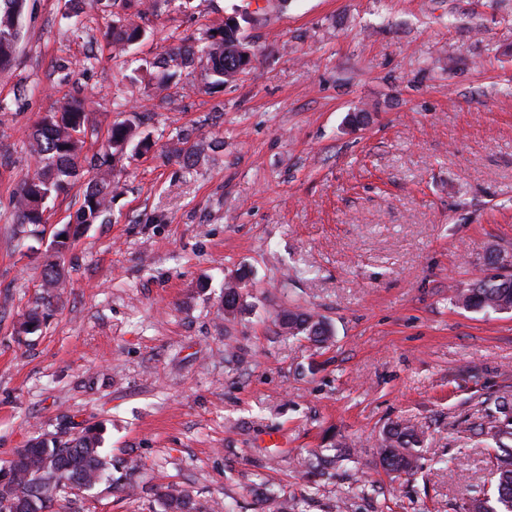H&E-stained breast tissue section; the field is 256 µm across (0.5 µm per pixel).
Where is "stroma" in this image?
<instances>
[{"mask_svg":"<svg viewBox=\"0 0 512 512\" xmlns=\"http://www.w3.org/2000/svg\"><path fill=\"white\" fill-rule=\"evenodd\" d=\"M246 11L243 73L212 88L195 64L157 87L147 65ZM123 16L27 0L0 70V466L39 433L97 426L136 488L65 512H156L168 484L223 512H261L265 487L298 512H464L490 494L492 450L464 427L485 398L512 399V311L453 296L512 274V0H166L119 56L107 34ZM77 93L88 152L134 113L154 147L118 163L108 223L83 230L21 335L82 199L17 224L29 134ZM242 266L246 309L228 318L224 279ZM293 306L331 343L282 333ZM397 420L424 436L412 476L376 462ZM334 445L350 460L299 466Z\"/></svg>","mask_w":512,"mask_h":512,"instance_id":"1","label":"stroma"}]
</instances>
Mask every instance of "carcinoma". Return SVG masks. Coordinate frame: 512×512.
I'll return each mask as SVG.
<instances>
[{
  "label": "carcinoma",
  "mask_w": 512,
  "mask_h": 512,
  "mask_svg": "<svg viewBox=\"0 0 512 512\" xmlns=\"http://www.w3.org/2000/svg\"><path fill=\"white\" fill-rule=\"evenodd\" d=\"M25 0H0V68L9 65L16 54L19 20ZM143 38V30L136 20L128 17L112 29V44L124 49ZM241 24H224L216 34L209 31L195 39V45H177L161 63L164 73L159 85L177 76L184 68L199 61L203 63L215 86L230 79L229 70L236 68L235 54L246 48ZM89 129V114L84 100L72 96L61 102L51 113L41 117L29 137L36 158L34 168L22 179L16 198L17 223L39 225L45 223L43 213L53 197L68 193L77 182L84 184L83 202L76 223L63 224L53 233V259L45 263L43 271L44 295L41 305H49L54 291L61 288L59 259L69 251L81 230L89 224H103L112 204L114 169L129 147L147 151L152 143L141 136L136 119L112 125L106 138V149L84 166L82 151ZM66 239H61V236ZM247 278L239 272L224 286V306L232 316L241 311L234 305L239 284ZM462 307L474 311L512 310V276L494 274L475 281L458 295ZM279 324L288 328L290 336H304L315 344H323L333 335L330 325L312 314L284 310ZM494 409L486 420L467 424L466 431L489 443L494 454L491 464L497 476L494 497L477 500L468 512H512V401L496 399ZM422 432L408 423L391 424L378 443V462L390 471L413 474L422 468L420 448ZM124 470L125 479H115L112 471ZM9 481L3 486L14 500L23 503V512H54V506L66 498L65 481L78 477L85 482L104 484L114 492H125L132 487L136 468L128 463L109 459L103 454L100 429L85 427L67 439L49 438L43 434L31 439L23 458L8 465ZM160 512H203L191 497L173 486H161L156 491Z\"/></svg>",
  "instance_id": "carcinoma-1"
}]
</instances>
